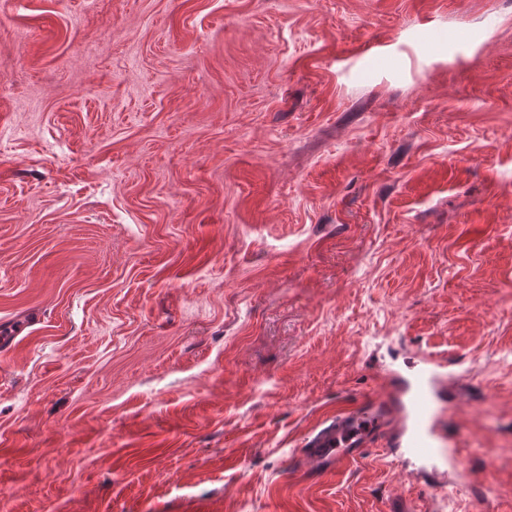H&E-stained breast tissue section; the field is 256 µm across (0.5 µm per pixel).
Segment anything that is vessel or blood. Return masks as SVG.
Listing matches in <instances>:
<instances>
[{
    "mask_svg": "<svg viewBox=\"0 0 512 512\" xmlns=\"http://www.w3.org/2000/svg\"><path fill=\"white\" fill-rule=\"evenodd\" d=\"M433 387L430 380H420L410 399L411 429L406 439L409 452L417 459L430 461L446 451V443L434 428L432 409ZM364 413L350 411L338 414L332 423L308 441L310 453L317 460L343 467L356 453L367 447L370 433L358 430Z\"/></svg>",
    "mask_w": 512,
    "mask_h": 512,
    "instance_id": "vessel-or-blood-1",
    "label": "vessel or blood"
}]
</instances>
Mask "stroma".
Here are the masks:
<instances>
[{"instance_id": "obj_1", "label": "stroma", "mask_w": 512, "mask_h": 512, "mask_svg": "<svg viewBox=\"0 0 512 512\" xmlns=\"http://www.w3.org/2000/svg\"><path fill=\"white\" fill-rule=\"evenodd\" d=\"M15 324L0 512H512V0H0ZM433 391L430 379H422L409 398L411 429L405 447L422 461H431L446 452V441L434 428ZM365 413L350 411L336 415V419L329 426L307 442L306 446L310 448L311 455L323 463H333L336 470L353 460L358 451L368 446L370 432L360 430L343 448L337 447L336 443L366 418Z\"/></svg>"}]
</instances>
